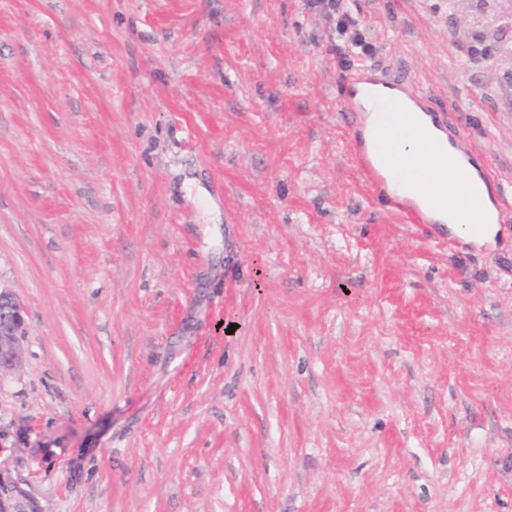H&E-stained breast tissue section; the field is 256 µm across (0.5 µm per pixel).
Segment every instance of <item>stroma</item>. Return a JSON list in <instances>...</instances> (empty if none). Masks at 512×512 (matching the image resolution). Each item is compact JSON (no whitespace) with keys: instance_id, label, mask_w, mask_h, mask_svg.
<instances>
[{"instance_id":"35a3bbf8","label":"stroma","mask_w":512,"mask_h":512,"mask_svg":"<svg viewBox=\"0 0 512 512\" xmlns=\"http://www.w3.org/2000/svg\"><path fill=\"white\" fill-rule=\"evenodd\" d=\"M350 7L352 60L306 0H0V460L36 512H512V0ZM366 67L492 172L494 244L363 182ZM23 308L12 293L0 289V374L16 369L22 359L26 336Z\"/></svg>"}]
</instances>
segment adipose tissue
I'll return each instance as SVG.
<instances>
[{"label": "adipose tissue", "mask_w": 512, "mask_h": 512, "mask_svg": "<svg viewBox=\"0 0 512 512\" xmlns=\"http://www.w3.org/2000/svg\"><path fill=\"white\" fill-rule=\"evenodd\" d=\"M364 136L412 172L413 185L401 193L415 199L429 217L477 244L494 241L498 226L485 184L427 114L406 113L402 124L386 129L368 125Z\"/></svg>", "instance_id": "1"}]
</instances>
